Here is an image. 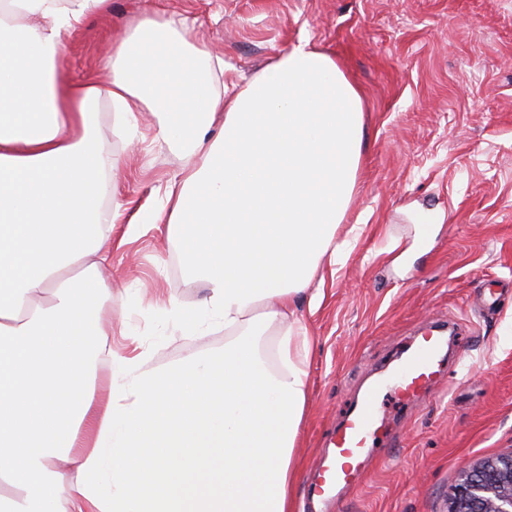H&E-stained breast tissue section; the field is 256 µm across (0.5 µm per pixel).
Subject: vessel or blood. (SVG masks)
I'll use <instances>...</instances> for the list:
<instances>
[{
  "label": "vessel or blood",
  "instance_id": "obj_1",
  "mask_svg": "<svg viewBox=\"0 0 512 512\" xmlns=\"http://www.w3.org/2000/svg\"><path fill=\"white\" fill-rule=\"evenodd\" d=\"M445 331L446 323L442 320L419 329L396 356L391 373L366 388L362 401L345 416L329 440L333 461L315 472L311 483L314 496L337 501L354 484L386 430V417L379 408L383 391L394 392L406 405L419 394L433 392L446 361Z\"/></svg>",
  "mask_w": 512,
  "mask_h": 512
}]
</instances>
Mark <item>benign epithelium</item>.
Here are the masks:
<instances>
[{"label": "benign epithelium", "mask_w": 512, "mask_h": 512, "mask_svg": "<svg viewBox=\"0 0 512 512\" xmlns=\"http://www.w3.org/2000/svg\"><path fill=\"white\" fill-rule=\"evenodd\" d=\"M448 512H512V451L465 472L452 490Z\"/></svg>", "instance_id": "obj_1"}]
</instances>
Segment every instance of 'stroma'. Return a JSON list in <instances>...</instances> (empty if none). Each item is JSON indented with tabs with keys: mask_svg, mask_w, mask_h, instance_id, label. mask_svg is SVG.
<instances>
[{
	"mask_svg": "<svg viewBox=\"0 0 512 512\" xmlns=\"http://www.w3.org/2000/svg\"><path fill=\"white\" fill-rule=\"evenodd\" d=\"M186 19L190 40L249 77L299 41L336 57L359 88L365 148L346 224L365 230L327 275L318 308L296 306L313 346L307 406L293 451L294 512H322L309 480L345 409L432 320L459 334L431 396L391 410L380 449L341 512H448L461 475L512 451V0H112L70 37V78L107 82L105 59L123 31L152 13ZM98 137L126 175L112 267L114 350L140 343L162 370L220 352V324L188 338L156 301L196 306L203 290L176 240L143 223L185 164L152 142L124 152L104 109ZM441 218L427 249L416 216Z\"/></svg>",
	"mask_w": 512,
	"mask_h": 512,
	"instance_id": "stroma-1",
	"label": "stroma"
}]
</instances>
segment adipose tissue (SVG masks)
<instances>
[{
	"instance_id": "adipose-tissue-1",
	"label": "adipose tissue",
	"mask_w": 512,
	"mask_h": 512,
	"mask_svg": "<svg viewBox=\"0 0 512 512\" xmlns=\"http://www.w3.org/2000/svg\"><path fill=\"white\" fill-rule=\"evenodd\" d=\"M110 10L0 0V512H292L312 348L295 305L317 303L311 283L349 256L337 229L362 158L361 95L310 41L241 83L154 17L113 44L109 82L72 80L68 38ZM105 103L124 148L149 112L154 142L187 160L148 221L203 286L196 307L164 314L189 336L223 323L235 337L217 355L157 371L112 348L122 176L95 136ZM274 325L272 367L251 339Z\"/></svg>"
}]
</instances>
